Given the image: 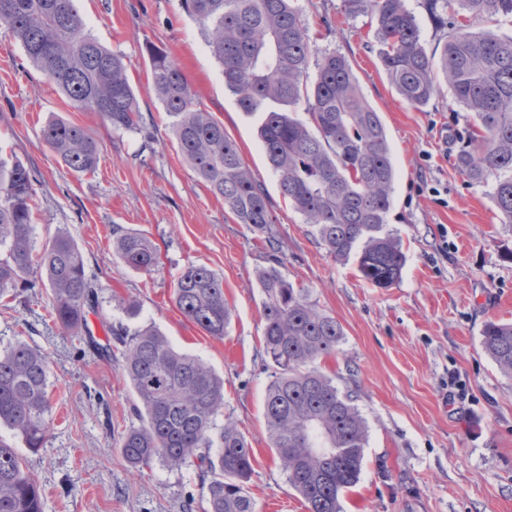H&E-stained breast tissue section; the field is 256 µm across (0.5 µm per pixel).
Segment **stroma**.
<instances>
[{
	"label": "stroma",
	"mask_w": 512,
	"mask_h": 512,
	"mask_svg": "<svg viewBox=\"0 0 512 512\" xmlns=\"http://www.w3.org/2000/svg\"><path fill=\"white\" fill-rule=\"evenodd\" d=\"M298 4L311 21L332 20V30L312 34L317 51L348 57L385 125L396 169L388 227L407 257L399 282L375 288L362 280L356 261L332 258L283 199L257 137L263 113L239 108L181 0L78 2L87 32L127 66L141 133L112 131L97 113L73 109L0 22V159L21 160L35 173L34 242L68 232L102 290L105 314L123 319V301H139L130 327L154 324L223 377V412L253 450L247 491L255 512H308L279 466L263 418L271 370L255 274L269 252L183 161L144 50L149 42L162 47L181 66L197 106L223 122L266 189L283 274L343 327L339 352L320 367L356 392L368 425L361 479L346 493L344 512H512V378L480 346L487 321L512 322V227L501 222L491 183L471 182L453 165L470 117L449 87L421 109L396 92L381 67L370 14L349 12L344 0ZM52 116L100 141L95 173L68 169L46 146L41 131ZM116 225L156 243L160 260L152 272L113 257ZM197 264L223 279L233 313L224 338L204 335L173 300L179 276ZM31 281L19 296L0 298V348L22 340L46 356L53 429L36 450L8 429L0 438L19 449L41 484L44 512H203L206 490L193 469L130 468L119 448L134 420L129 380L94 348H80L53 318L39 274Z\"/></svg>",
	"instance_id": "35a3bbf8"
}]
</instances>
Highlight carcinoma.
<instances>
[{"instance_id":"cac0c4a2","label":"carcinoma","mask_w":512,"mask_h":512,"mask_svg":"<svg viewBox=\"0 0 512 512\" xmlns=\"http://www.w3.org/2000/svg\"><path fill=\"white\" fill-rule=\"evenodd\" d=\"M198 23L224 86L247 113L262 112L258 129L282 197L337 260L356 257L363 280L390 288L406 256L386 229L395 170L379 113L364 97L348 59L316 53L310 23L297 0H181ZM352 13L370 12L379 60L401 97L415 108L440 92V67L455 102L471 114L466 145L453 165L470 181L494 178L492 197L512 226V36L472 29V20L512 19V0H423L444 31L440 62L421 42L406 0H345ZM28 60L69 103L96 112L114 131L142 129L143 116L123 59L85 29L77 0H0ZM156 96L170 118L180 154L196 177L240 224L264 238L273 264L256 272L262 293V347L273 368L264 418L280 467L308 512H343L342 497L359 480L368 428L351 392H342L318 361L336 355L344 331L336 318L281 272V246L263 185L245 166L224 124L196 107L179 64L145 45ZM314 79H309L310 67ZM305 104L308 119L298 116ZM45 143L68 168L93 173L99 141L83 126L52 118ZM37 179L21 161L0 162V298L16 296L40 274L52 292V314L75 335L98 316L108 335L105 355L123 370L136 395V423L120 437L121 453L137 471L154 463L193 468L207 486L204 512H254L245 489L252 449L224 409V379L202 358L175 348L153 326L135 329L101 313V290L86 273L74 239L57 231L40 248L33 241ZM112 252L126 267L149 273L158 248L141 233L116 229ZM181 313L206 335L222 338L232 311L224 282L205 265L187 267L174 288ZM482 350L512 377V323L488 321ZM48 362L17 341L0 352V425L29 448L43 447L52 429ZM0 512H43V494L23 457L0 438Z\"/></svg>"}]
</instances>
